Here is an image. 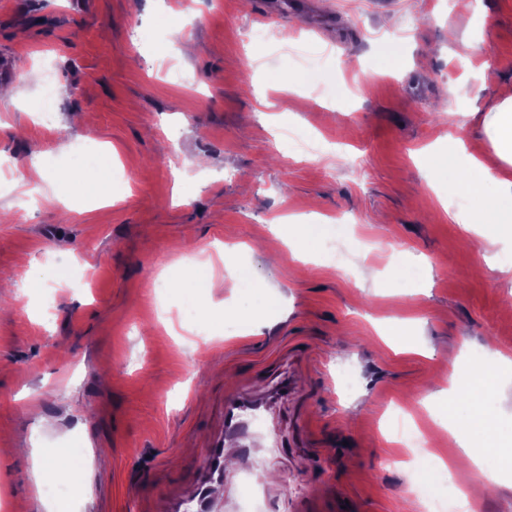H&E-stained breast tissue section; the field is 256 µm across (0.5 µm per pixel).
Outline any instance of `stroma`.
<instances>
[{"instance_id":"35a3bbf8","label":"stroma","mask_w":512,"mask_h":512,"mask_svg":"<svg viewBox=\"0 0 512 512\" xmlns=\"http://www.w3.org/2000/svg\"><path fill=\"white\" fill-rule=\"evenodd\" d=\"M275 2L0 0L19 93L0 99V154L16 163L0 174L8 512H156L202 479L242 389L270 398L275 430L225 471L218 512L249 467L276 475L270 512H423L402 492L411 473L382 466L409 454L386 440L409 406L421 431L448 422L489 446L495 493L468 460L457 477L482 512H512V240L449 220L492 189L467 171L429 183L421 155L449 134L486 147V115L512 97V0H303L302 15L267 19ZM171 7L197 53H179ZM200 156L208 171L175 178ZM279 216L324 230L296 257ZM329 241L344 265L322 261ZM192 258L217 283L196 293L201 336L179 314ZM33 275L42 287H25ZM494 351L489 397L452 386L419 406L438 373L467 383ZM490 404L495 427L475 420ZM34 446L81 449L67 499L44 490L52 468L35 488Z\"/></svg>"}]
</instances>
